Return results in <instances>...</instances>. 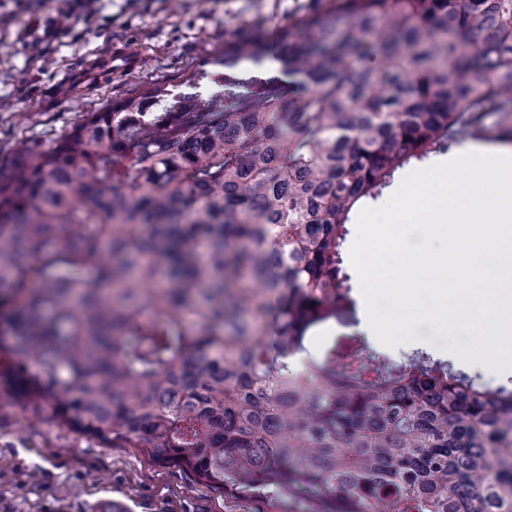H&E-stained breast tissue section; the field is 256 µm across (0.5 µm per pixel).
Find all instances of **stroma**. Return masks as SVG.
<instances>
[{"instance_id":"1","label":"stroma","mask_w":512,"mask_h":512,"mask_svg":"<svg viewBox=\"0 0 512 512\" xmlns=\"http://www.w3.org/2000/svg\"><path fill=\"white\" fill-rule=\"evenodd\" d=\"M325 0H99L89 28L68 29L35 43L28 15L0 0V161L20 145L45 151L71 132L83 113L152 84L174 82L225 41L250 28L294 25ZM141 48L142 67L91 74V58ZM417 340L384 348L362 323L360 308L311 332V352L365 340L391 357L421 348L453 359L430 325ZM294 512L287 502L234 498L135 448H108L62 423L48 407L0 395V512Z\"/></svg>"}]
</instances>
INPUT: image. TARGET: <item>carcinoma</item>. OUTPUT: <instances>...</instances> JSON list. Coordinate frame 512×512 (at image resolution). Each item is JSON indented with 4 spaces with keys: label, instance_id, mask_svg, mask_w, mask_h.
<instances>
[{
    "label": "carcinoma",
    "instance_id": "carcinoma-1",
    "mask_svg": "<svg viewBox=\"0 0 512 512\" xmlns=\"http://www.w3.org/2000/svg\"><path fill=\"white\" fill-rule=\"evenodd\" d=\"M0 168V383L73 430L307 512H512V379L309 332L350 213L512 140V0H327ZM474 144H481V145H485V146L508 145L509 147H512V142L511 143H504V142H497V141H493V140H487V141L466 140V141L463 142V144H461L460 146L452 149L451 151H449L447 153H440V154L432 155L424 163H415V164H412L409 167L405 168L398 175V177L396 178L393 186H391L390 188L386 189L385 192L383 193V195L380 198H378L376 201H367L365 203L360 204V206H362V207L372 206L374 208L382 206L392 196L391 192L403 181V179H404V177H405V175H406V173L408 171H411V170H421V169L427 168L431 164L435 163L440 158H445L446 159V158L456 157V156L459 155V153L461 152V150L463 148H465L466 146H469V145H474ZM418 164H423V165H418Z\"/></svg>",
    "mask_w": 512,
    "mask_h": 512
}]
</instances>
